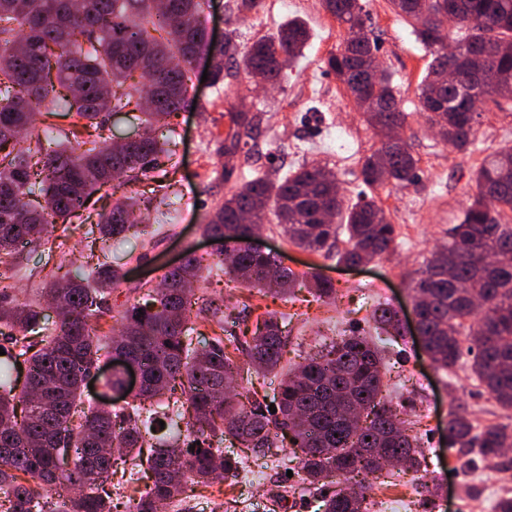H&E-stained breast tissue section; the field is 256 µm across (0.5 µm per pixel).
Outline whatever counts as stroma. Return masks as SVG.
<instances>
[{
  "instance_id": "1",
  "label": "stroma",
  "mask_w": 512,
  "mask_h": 512,
  "mask_svg": "<svg viewBox=\"0 0 512 512\" xmlns=\"http://www.w3.org/2000/svg\"><path fill=\"white\" fill-rule=\"evenodd\" d=\"M363 3L367 26L380 39L381 67L392 75L407 114L403 137L419 160V184L406 189L388 185L373 192L396 226L395 251L351 268L295 247L280 225L266 224L260 230L259 245L300 277L289 298L246 293L221 275L210 274L200 282L201 288L214 296L247 298L249 310L239 319L241 328H255L271 316L285 319L288 344L281 359L285 366L301 362L341 333H373L371 313L377 303H389L401 318H408L412 300L409 284L431 251L447 244L449 227L461 220L469 203L473 172L489 154L512 148V110L491 105L481 110L468 151L452 149L428 130L416 90L427 73L430 54L390 0ZM204 15V25L216 46L228 36L241 43L252 42L294 18L305 22L311 38L303 58L289 70L281 86L270 90L257 87L242 72L225 78L221 86H211L202 79L206 62L198 60L188 99L169 120L168 136L179 158L172 179L180 192L176 213L163 219L171 227L170 234L147 252L132 240L113 245L110 262L127 270L128 275L112 296L111 314L97 324L102 335H111L123 303L134 297L141 279H159L186 249L205 258L213 253L200 224L230 189L217 176L224 166L218 149L232 129L229 104L242 100L262 113L259 152L240 159L242 177L251 178L259 169L284 173L299 163L320 162L335 173L346 203H354L368 192L362 182L361 164L381 148L382 142L326 70V59L342 44L346 32L321 0H262L256 12L244 17L237 16L234 0H206ZM337 129L347 135L346 149L327 143L330 132ZM315 273L333 282L335 300L324 302L311 292L306 278ZM42 280V273L30 264L0 267V282L8 288L0 302L40 301ZM383 348L387 393L396 401L412 399L409 414L416 422L426 456L428 485L443 489L435 512H493L496 500L512 493V470L492 465L467 473L450 470L455 453L444 442L448 412L451 403H460L476 427L483 428L512 427V411L501 410L466 367L451 374L436 369L412 333L385 342ZM296 468L295 456L286 449L265 465L251 466L257 481L239 477L197 486L190 503L194 512H226L230 507L235 512H273L272 496L279 493L286 497L287 512H319L320 495L298 489V480L292 475ZM367 480L371 485L368 512H386L390 506L395 512H419L420 488L411 474L396 467L388 474L368 475Z\"/></svg>"
}]
</instances>
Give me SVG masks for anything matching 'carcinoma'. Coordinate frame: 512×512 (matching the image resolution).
<instances>
[{
	"mask_svg": "<svg viewBox=\"0 0 512 512\" xmlns=\"http://www.w3.org/2000/svg\"><path fill=\"white\" fill-rule=\"evenodd\" d=\"M327 12L346 29L340 49L326 67L344 87L355 107L383 137L392 125H404L399 91L391 76L366 77V64L377 56L379 41L365 31L361 0H322ZM430 53L428 73L418 88L421 110L431 118L449 114L443 139L455 149L473 144L478 107L488 102L512 105V0H390ZM453 5L461 24L473 32L457 36L465 53L448 60V33L428 27L423 15ZM205 0H0V264L15 266L24 250L48 240L58 224L86 227L90 248L102 256L112 242L134 238L140 248L153 233L132 221L147 203L159 208L176 193L169 179L176 152L159 139L192 89L194 62L207 47L198 16ZM310 34L291 20L273 35L243 46L233 37L213 54L219 61L213 84L239 71H260L271 85L281 82L303 54ZM489 53L488 76L473 100L441 81L453 66L465 83L469 54ZM147 80L151 104L141 102L144 88L130 82L134 73ZM140 108V130L119 146L83 139L82 130L104 112ZM66 113L75 119L56 149L47 151L42 137L56 130L48 119ZM234 125L224 138L221 177L238 178V160L256 141L261 113L234 105ZM29 137L17 143L19 133ZM385 159L365 157L363 183L408 187L418 182L417 160L406 142L384 141ZM120 179L130 191L97 214L86 213L90 198ZM473 193L460 223L453 225L448 246L431 253L411 291L421 299L419 316L426 350L436 366L453 371L469 356L471 375L504 410H512V165L500 155L486 157L472 178ZM154 183L162 194L135 190ZM335 210L339 222L322 214ZM252 215L240 223L243 212ZM274 216L294 246L332 255L347 265L370 262L394 249L395 225L374 197L347 205L334 173L320 164H302L284 175L263 171L234 187L201 225L203 235L220 241L241 238ZM347 235L336 248L339 230ZM57 248L41 251L44 293L56 312L51 322L41 308L23 302L0 306V489L6 490L3 512H161L186 504L184 479L208 485L236 477L246 468L241 458L214 446L235 441L251 450L255 461L277 455L283 439L299 451L302 479L316 486L329 478L374 473L397 465L418 474L425 457L413 423L384 401L382 356L376 343L359 335L334 342L325 352L289 370L272 397L258 399L232 388L238 371L224 343L246 354L247 370L265 374L277 368L287 336L276 318L253 335L229 333L201 346L193 337L190 314L227 321L224 300L193 284L204 270L203 259L188 252L183 264L165 272L155 287L140 285L141 296L127 302L117 334L99 336L91 320L99 318L124 273L105 260L80 264L60 273ZM215 266L245 288L286 296L297 277L271 255L252 253L231 243L214 252ZM376 327L403 335L398 312L380 303L373 311ZM474 336L463 347L464 331ZM116 353L134 360L141 388L117 409L112 404L83 405L88 372ZM184 395H178V389ZM277 412L272 413L269 407ZM164 421L170 436L155 440L152 428ZM448 437L458 469L482 464L508 467L504 451L512 448V428L476 429L466 409L448 415ZM135 461L149 483L124 502L112 490L118 460ZM368 487L341 491L323 500L320 512H363Z\"/></svg>",
	"mask_w": 512,
	"mask_h": 512,
	"instance_id": "carcinoma-1",
	"label": "carcinoma"
}]
</instances>
